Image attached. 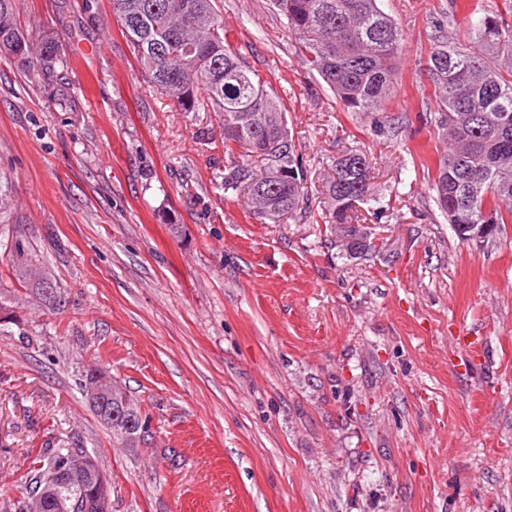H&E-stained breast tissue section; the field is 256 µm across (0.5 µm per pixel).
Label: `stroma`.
<instances>
[{"label": "stroma", "instance_id": "stroma-1", "mask_svg": "<svg viewBox=\"0 0 512 512\" xmlns=\"http://www.w3.org/2000/svg\"><path fill=\"white\" fill-rule=\"evenodd\" d=\"M224 25L287 111L308 209L262 224L224 190V131L141 75L112 0H21L64 51L57 88L0 57V177L63 309L0 326V490L23 500L41 448L86 449L112 512H512V224L461 242L425 164L429 49L465 41L473 0H379L403 33L400 86L350 112L302 63L273 0H223ZM398 125L390 138L378 122ZM372 160L350 258L324 185ZM100 366L148 428L116 443L79 382Z\"/></svg>", "mask_w": 512, "mask_h": 512}]
</instances>
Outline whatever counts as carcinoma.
Listing matches in <instances>:
<instances>
[{"mask_svg":"<svg viewBox=\"0 0 512 512\" xmlns=\"http://www.w3.org/2000/svg\"><path fill=\"white\" fill-rule=\"evenodd\" d=\"M222 0H112L126 41L142 75L169 97L180 112H214L224 123V192H241L255 204L252 218L279 224L302 212L307 170L280 98L235 49L224 30ZM379 0H274L299 42L303 62L349 112L379 113L398 85L402 33ZM19 0H0V56L51 82L67 67L49 37L17 23ZM512 25L488 12L471 22L467 42L451 44L439 35L430 47L427 78L431 95L419 111L434 123L448 149L434 160L436 203L450 224L512 223ZM437 108H431V102ZM254 157L249 168L240 161ZM326 192L329 232L348 240L349 256L375 248L355 222L356 206L370 197V161L349 151L336 158ZM12 192L0 180V223L11 213ZM15 279L35 297L46 277L36 256L17 238L8 254ZM107 405L96 415L121 444L132 447L147 427L137 402L117 381ZM77 448H45L33 461L28 493L44 490L41 478L62 453ZM85 485L63 490L64 502L45 501L35 512H66L88 493Z\"/></svg>","mask_w":512,"mask_h":512,"instance_id":"obj_1","label":"carcinoma"}]
</instances>
